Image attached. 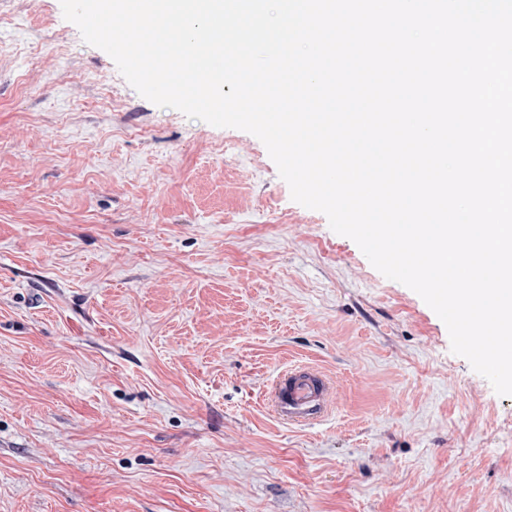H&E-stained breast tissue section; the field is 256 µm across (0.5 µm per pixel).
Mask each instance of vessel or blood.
I'll return each mask as SVG.
<instances>
[{"mask_svg":"<svg viewBox=\"0 0 512 512\" xmlns=\"http://www.w3.org/2000/svg\"><path fill=\"white\" fill-rule=\"evenodd\" d=\"M333 394V381L312 366L290 367L275 383L277 410L292 422L316 420L330 407Z\"/></svg>","mask_w":512,"mask_h":512,"instance_id":"vessel-or-blood-1","label":"vessel or blood"}]
</instances>
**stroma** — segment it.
Here are the masks:
<instances>
[{"label": "stroma", "instance_id": "1", "mask_svg": "<svg viewBox=\"0 0 512 512\" xmlns=\"http://www.w3.org/2000/svg\"><path fill=\"white\" fill-rule=\"evenodd\" d=\"M303 364L313 426L270 403ZM0 512H512V396L258 138L0 0ZM274 389L279 414L289 422H307L330 407L334 382L315 367L298 365L284 371Z\"/></svg>", "mask_w": 512, "mask_h": 512}]
</instances>
